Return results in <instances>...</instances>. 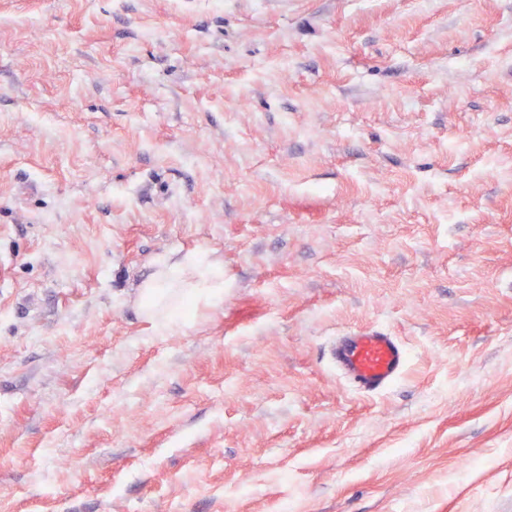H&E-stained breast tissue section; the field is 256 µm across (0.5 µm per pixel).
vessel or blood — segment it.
Wrapping results in <instances>:
<instances>
[{"label":"vessel or blood","mask_w":512,"mask_h":512,"mask_svg":"<svg viewBox=\"0 0 512 512\" xmlns=\"http://www.w3.org/2000/svg\"><path fill=\"white\" fill-rule=\"evenodd\" d=\"M329 362L356 391L372 395L390 389L405 372L406 346L381 328L348 331L335 337L328 348Z\"/></svg>","instance_id":"b4317fda"}]
</instances>
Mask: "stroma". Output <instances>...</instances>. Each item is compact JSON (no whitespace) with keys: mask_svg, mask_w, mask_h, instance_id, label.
<instances>
[{"mask_svg":"<svg viewBox=\"0 0 512 512\" xmlns=\"http://www.w3.org/2000/svg\"><path fill=\"white\" fill-rule=\"evenodd\" d=\"M0 269V512H512V0H0ZM176 286L183 288L179 300L188 297L197 302L209 303L224 296V270L205 263L193 253L173 263H162L142 291L144 300L152 302L159 309L150 315L160 333L171 326L173 310L165 302ZM328 357L341 378L368 395L390 389L409 362L406 346L390 332L376 327L336 336L329 344Z\"/></svg>","mask_w":512,"mask_h":512,"instance_id":"1","label":"stroma"}]
</instances>
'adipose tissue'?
Returning <instances> with one entry per match:
<instances>
[{
	"label": "adipose tissue",
	"mask_w": 512,
	"mask_h": 512,
	"mask_svg": "<svg viewBox=\"0 0 512 512\" xmlns=\"http://www.w3.org/2000/svg\"><path fill=\"white\" fill-rule=\"evenodd\" d=\"M177 286L182 288L185 297L209 303L224 295V271L193 253L162 263L142 291L144 300L155 307L152 321L158 332L167 331L172 323L173 311L167 307L166 300Z\"/></svg>",
	"instance_id": "ef3b65f1"
}]
</instances>
